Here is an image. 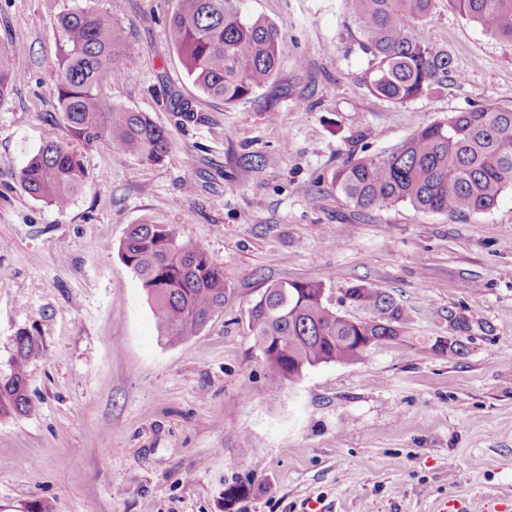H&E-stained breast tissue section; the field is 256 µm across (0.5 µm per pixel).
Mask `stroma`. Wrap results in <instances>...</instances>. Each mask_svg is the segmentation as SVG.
<instances>
[{
	"label": "stroma",
	"mask_w": 512,
	"mask_h": 512,
	"mask_svg": "<svg viewBox=\"0 0 512 512\" xmlns=\"http://www.w3.org/2000/svg\"><path fill=\"white\" fill-rule=\"evenodd\" d=\"M110 12L136 57L102 95L163 126L160 163L72 138L57 98L59 16ZM175 0H0V48L16 81L0 98V373L20 333L37 337L29 413L0 419V512H512V189L484 212L363 210L331 183L350 156L382 154L477 105L512 107V44L453 0L423 32L463 81L394 103L366 83L355 0H247L282 34L276 76L232 105L188 78L168 38ZM188 102L186 121L172 99ZM69 144L86 179L65 208L28 195L20 172ZM261 160L259 168L246 163ZM149 220L202 244L233 297L197 336L161 341L117 246ZM281 281L367 284L412 316L363 361L269 386L248 329ZM464 323L467 353L436 337ZM249 494L226 507L224 491Z\"/></svg>",
	"instance_id": "stroma-1"
}]
</instances>
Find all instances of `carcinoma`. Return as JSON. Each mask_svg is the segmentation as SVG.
Returning <instances> with one entry per match:
<instances>
[{
	"instance_id": "carcinoma-1",
	"label": "carcinoma",
	"mask_w": 512,
	"mask_h": 512,
	"mask_svg": "<svg viewBox=\"0 0 512 512\" xmlns=\"http://www.w3.org/2000/svg\"><path fill=\"white\" fill-rule=\"evenodd\" d=\"M357 2L373 94L406 103L461 78L448 50L417 34L433 0ZM455 2L462 14L512 45V0ZM116 28L112 15L93 9L59 17L61 114L75 139L159 163L170 148L165 129L148 113L115 105L101 94L103 84L121 78L133 64ZM169 33L193 84L226 105L277 73L280 31L264 18L247 16L245 0H177ZM14 81L10 56L1 49L0 98ZM85 177L69 145L51 142L28 159L20 180L32 197L64 207ZM332 184L361 209L408 203L451 217L487 211L512 186V109L488 103L428 124L389 154L344 161ZM118 253L140 280L168 342L197 335L229 300L224 270L206 248L162 224L131 225ZM347 296L367 318L352 320L327 305L319 282L283 281L266 288L250 309L248 328L265 355L271 387L295 382L320 364L356 363L371 345L403 335L410 317L390 294L356 284ZM40 355L35 337L24 332L16 337L9 373L0 375V419L30 411L27 366Z\"/></svg>"
}]
</instances>
